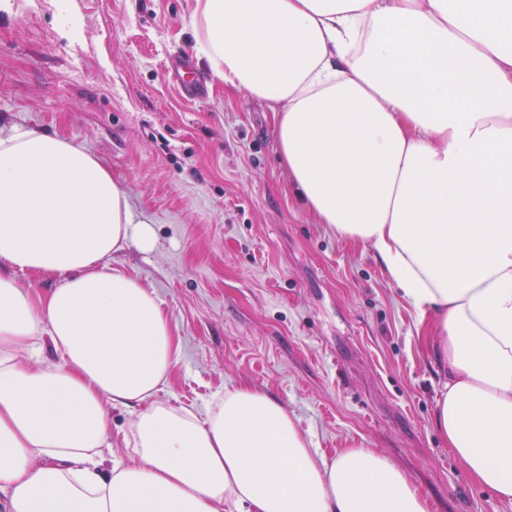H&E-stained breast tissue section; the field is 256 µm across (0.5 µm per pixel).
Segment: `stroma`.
<instances>
[{
	"instance_id": "stroma-1",
	"label": "stroma",
	"mask_w": 512,
	"mask_h": 512,
	"mask_svg": "<svg viewBox=\"0 0 512 512\" xmlns=\"http://www.w3.org/2000/svg\"><path fill=\"white\" fill-rule=\"evenodd\" d=\"M204 39L197 0H0V125L99 157L151 234L106 264L156 295L176 337L156 401L202 413L247 384L325 456L388 454L430 512H512L433 426L428 322L372 247L307 210L279 160L275 105L225 87ZM186 52L207 99L184 97L166 68ZM107 413L103 456L121 460L134 414Z\"/></svg>"
}]
</instances>
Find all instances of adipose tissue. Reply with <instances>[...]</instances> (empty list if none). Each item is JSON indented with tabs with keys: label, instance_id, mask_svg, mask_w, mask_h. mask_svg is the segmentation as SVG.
I'll return each instance as SVG.
<instances>
[{
	"label": "adipose tissue",
	"instance_id": "obj_1",
	"mask_svg": "<svg viewBox=\"0 0 512 512\" xmlns=\"http://www.w3.org/2000/svg\"><path fill=\"white\" fill-rule=\"evenodd\" d=\"M225 85L274 102L282 162L337 236L371 245L443 378L434 427L512 500V0H199ZM147 241L106 166L0 130V493L7 512H428L388 455L314 452L240 385L205 414L155 400L168 317L106 260ZM58 283L34 296L14 271ZM46 333L62 363L29 360ZM136 409L103 463L106 405Z\"/></svg>",
	"mask_w": 512,
	"mask_h": 512
}]
</instances>
